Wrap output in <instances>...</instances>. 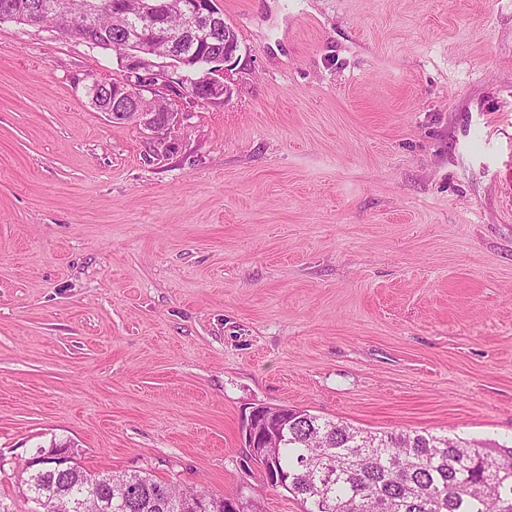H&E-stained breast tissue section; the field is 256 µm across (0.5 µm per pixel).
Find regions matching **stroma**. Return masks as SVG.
<instances>
[{
    "mask_svg": "<svg viewBox=\"0 0 512 512\" xmlns=\"http://www.w3.org/2000/svg\"><path fill=\"white\" fill-rule=\"evenodd\" d=\"M163 153L115 54L0 22V512L38 448L302 512L251 407L512 439V0H215ZM282 406H257L252 407L249 414H245L242 422V439L243 446L246 448L247 454L249 450L247 448H270V446L280 441L281 434L284 431L286 425L281 426L280 430L277 428H271L272 422L276 421L279 425L282 423L279 421V415L282 413ZM258 444L260 447H257Z\"/></svg>",
    "mask_w": 512,
    "mask_h": 512,
    "instance_id": "1",
    "label": "stroma"
}]
</instances>
